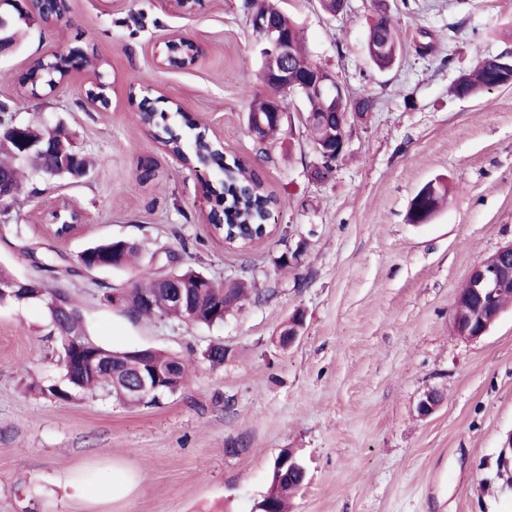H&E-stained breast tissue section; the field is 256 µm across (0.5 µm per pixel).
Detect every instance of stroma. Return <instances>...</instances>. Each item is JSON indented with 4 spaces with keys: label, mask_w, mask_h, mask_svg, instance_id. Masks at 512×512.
<instances>
[{
    "label": "stroma",
    "mask_w": 512,
    "mask_h": 512,
    "mask_svg": "<svg viewBox=\"0 0 512 512\" xmlns=\"http://www.w3.org/2000/svg\"><path fill=\"white\" fill-rule=\"evenodd\" d=\"M202 2L186 14L170 0H69L58 26L32 24L0 55V119L64 128L99 161L76 179L25 170L0 225V266L23 279L51 257L97 342L156 348L189 366L187 384L156 407L102 393L49 400L36 387L61 369L46 309L0 305V512H254L286 449L306 469L289 512H512V482L497 475L512 434V307L479 339L451 328L471 269L512 240V86L452 91L478 60L512 53V0H346L335 15L320 0H271L321 66L374 102L366 118L350 116L346 151L320 179L300 98L287 99L275 139L247 130L249 98L266 89L244 0ZM380 9L403 44L383 71L367 53ZM172 34L205 56L163 65ZM75 47L103 60L108 109L86 101L87 72L25 93L31 61ZM145 97L260 175L279 200L278 233L245 254L212 235L205 184L218 174L187 169L140 124ZM145 163L156 177L142 183ZM434 179L448 185L444 204L410 222L411 199ZM63 208L82 221L57 237L50 214ZM106 239L136 242L138 262L66 276ZM161 248L215 282H251L254 296L210 327L101 304L107 289L148 281ZM296 248L299 263L279 269L275 258ZM298 311L297 340L280 346ZM215 343L231 351L224 364L203 358ZM430 390L443 402L423 418L417 404ZM115 468L131 479L121 496L108 483ZM86 476L99 479L97 499L70 487Z\"/></svg>",
    "instance_id": "obj_1"
}]
</instances>
